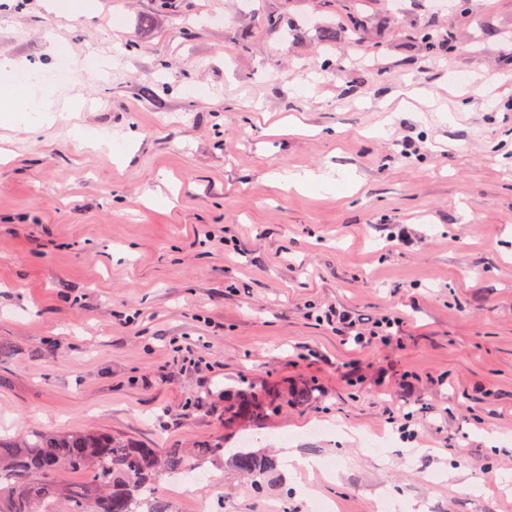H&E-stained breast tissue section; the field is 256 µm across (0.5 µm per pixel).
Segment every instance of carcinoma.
Wrapping results in <instances>:
<instances>
[{
	"mask_svg": "<svg viewBox=\"0 0 512 512\" xmlns=\"http://www.w3.org/2000/svg\"><path fill=\"white\" fill-rule=\"evenodd\" d=\"M273 33L297 30V24L278 13L265 18ZM342 33L336 25H322L317 38L331 46ZM416 38L429 50L451 49L453 33L420 28ZM269 395L245 393L224 406L227 419H251L264 414ZM235 469L258 490L279 472L273 454L240 451ZM189 470L183 448H151L125 437L95 431L54 434L30 433L22 440L0 437V512H57V500L68 499L66 512H172L171 500L160 493L159 482ZM84 471L89 481L62 487L67 472Z\"/></svg>",
	"mask_w": 512,
	"mask_h": 512,
	"instance_id": "cac0c4a2",
	"label": "carcinoma"
}]
</instances>
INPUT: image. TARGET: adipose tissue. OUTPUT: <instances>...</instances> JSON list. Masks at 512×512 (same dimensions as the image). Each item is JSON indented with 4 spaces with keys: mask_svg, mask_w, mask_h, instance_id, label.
I'll list each match as a JSON object with an SVG mask.
<instances>
[{
    "mask_svg": "<svg viewBox=\"0 0 512 512\" xmlns=\"http://www.w3.org/2000/svg\"><path fill=\"white\" fill-rule=\"evenodd\" d=\"M54 94L53 86L36 82L24 72L0 93V112L7 113L10 123L29 129L48 119L55 106Z\"/></svg>",
    "mask_w": 512,
    "mask_h": 512,
    "instance_id": "1",
    "label": "adipose tissue"
}]
</instances>
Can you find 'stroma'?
I'll return each instance as SVG.
<instances>
[{"mask_svg": "<svg viewBox=\"0 0 512 512\" xmlns=\"http://www.w3.org/2000/svg\"><path fill=\"white\" fill-rule=\"evenodd\" d=\"M57 2L0 0V54L57 100L0 124V435L224 443L178 512H512V0H356L365 28L332 48L322 0ZM429 25L456 50L412 38ZM330 306L401 326L359 347ZM300 383L225 422L240 391ZM244 435L336 470L256 496L228 460Z\"/></svg>", "mask_w": 512, "mask_h": 512, "instance_id": "35a3bbf8", "label": "stroma"}]
</instances>
